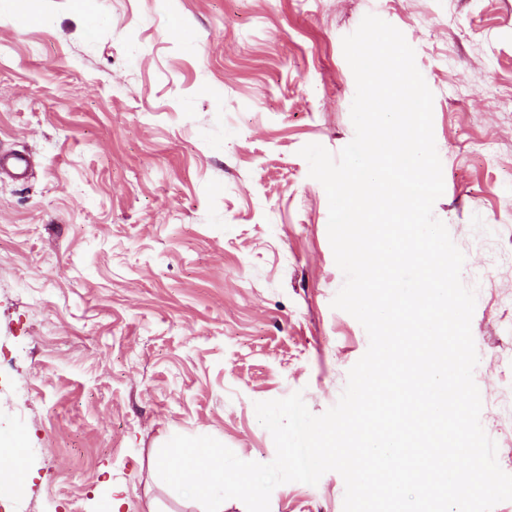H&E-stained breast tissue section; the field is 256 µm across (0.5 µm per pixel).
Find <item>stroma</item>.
<instances>
[{
	"instance_id": "stroma-1",
	"label": "stroma",
	"mask_w": 512,
	"mask_h": 512,
	"mask_svg": "<svg viewBox=\"0 0 512 512\" xmlns=\"http://www.w3.org/2000/svg\"><path fill=\"white\" fill-rule=\"evenodd\" d=\"M0 0V432L29 482L0 512H200L152 477L177 434L275 458L255 405L334 406L366 352L331 303L329 204L300 149L354 137L342 47L398 28L432 91L442 221L477 277L481 425L512 474V0ZM184 27L171 34L173 22ZM492 141L488 154L476 145ZM344 480L270 512H343ZM32 165L31 159L23 154H0V174L22 176Z\"/></svg>"
}]
</instances>
